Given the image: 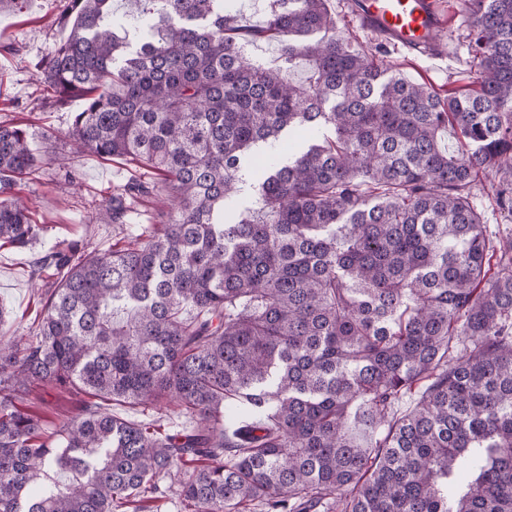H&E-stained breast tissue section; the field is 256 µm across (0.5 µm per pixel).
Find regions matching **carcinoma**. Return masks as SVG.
<instances>
[{
	"mask_svg": "<svg viewBox=\"0 0 512 512\" xmlns=\"http://www.w3.org/2000/svg\"><path fill=\"white\" fill-rule=\"evenodd\" d=\"M112 2L70 0L42 80L83 102L75 152L153 175L101 223L134 193L166 203L122 247L40 257L58 279L32 336L0 310V512H153L170 492L187 512H512V237L475 204L491 170L512 216V0H464L477 76L445 94L384 78L326 0H268L256 26L224 0H128L125 20ZM257 41L288 67L249 62ZM295 126L333 135L258 156V210L224 223L243 154ZM41 162L0 124V247L37 238L15 186ZM34 382L91 401L55 425ZM112 414L118 415L137 422H155L161 425V429H166L169 433H176L188 427V422L183 417H177L172 414L170 409L154 405H142L131 407L128 404L112 402L107 406Z\"/></svg>",
	"mask_w": 512,
	"mask_h": 512,
	"instance_id": "1",
	"label": "carcinoma"
}]
</instances>
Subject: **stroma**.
<instances>
[{"mask_svg": "<svg viewBox=\"0 0 512 512\" xmlns=\"http://www.w3.org/2000/svg\"><path fill=\"white\" fill-rule=\"evenodd\" d=\"M66 2L30 0L24 12H0V123L26 120L31 148L60 157L59 162L39 165L17 180V193L27 203L40 233L32 249L0 248V317L5 320L1 326L13 337L31 336L42 317V304L32 281L38 257L62 240L78 243L88 252L125 244L150 224L158 203L154 197H137L130 201L125 223L96 221L112 193L143 179L145 170L94 153L70 154L65 133L81 104L75 101L65 109L52 107L39 73L42 60L63 37L55 19ZM447 3L453 24L442 35L445 57H411L383 46L376 54L386 62L389 73L438 89L470 85L474 74L465 64L467 22L462 0ZM28 401L45 419L58 421L77 416L83 398L40 382L33 386Z\"/></svg>", "mask_w": 512, "mask_h": 512, "instance_id": "35a3bbf8", "label": "stroma"}]
</instances>
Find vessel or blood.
<instances>
[{
    "instance_id": "obj_1",
    "label": "vessel or blood",
    "mask_w": 512,
    "mask_h": 512,
    "mask_svg": "<svg viewBox=\"0 0 512 512\" xmlns=\"http://www.w3.org/2000/svg\"><path fill=\"white\" fill-rule=\"evenodd\" d=\"M360 26L395 51L440 57L438 38L446 26L439 0H352Z\"/></svg>"
}]
</instances>
